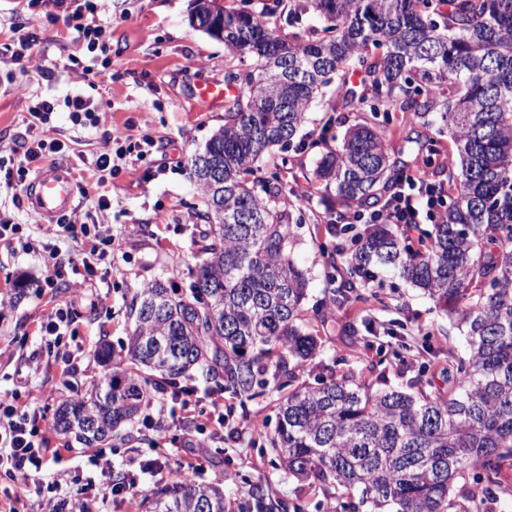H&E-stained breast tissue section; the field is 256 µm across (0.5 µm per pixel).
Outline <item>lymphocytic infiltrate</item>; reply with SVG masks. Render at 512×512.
<instances>
[{
    "label": "lymphocytic infiltrate",
    "mask_w": 512,
    "mask_h": 512,
    "mask_svg": "<svg viewBox=\"0 0 512 512\" xmlns=\"http://www.w3.org/2000/svg\"><path fill=\"white\" fill-rule=\"evenodd\" d=\"M100 0H81L73 11L72 29L77 41L86 49V59L80 62L76 76L86 80L111 79L112 71L99 64L97 51L102 46L107 29L101 25L84 23L83 17L95 14ZM65 105L70 120L76 125H92L97 121L91 102L82 94L66 96L64 102L40 99L32 102L24 118L25 132L9 157L0 156V183L9 188L24 186L29 172L41 165L53 162L68 149L67 143L54 138L42 137L40 129L47 124L58 105ZM445 206L444 192L418 176H408L397 194L390 196L379 208L367 213H356L351 217L357 224H394L405 233L414 232L417 225L435 223ZM58 236L72 240L76 248L68 258L72 270H83L82 287L97 285L100 265L112 262V237L105 234L100 225L80 220L77 213L60 216L56 221ZM195 413L196 404L190 398L174 394L170 400L159 401L153 413L143 419L149 432L151 456H144L139 448H131L128 471L123 481L113 482L112 460L106 449L99 448L89 455L86 464L91 474L88 486H101L106 496H118L128 503H135L140 493L142 473L174 471L175 474L194 473L201 469L200 460H184L171 464L168 448L161 445L160 435L174 422L177 412ZM51 423L44 405L34 396L19 397L13 393L0 395V470L11 478H21L33 485L38 498L39 512H60L66 498L61 493L63 485L78 483V476L63 473L58 482L43 485L40 474L47 456H60V449L48 446L47 435Z\"/></svg>",
    "instance_id": "1"
}]
</instances>
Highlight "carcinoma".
Returning a JSON list of instances; mask_svg holds the SVG:
<instances>
[{"label": "carcinoma", "instance_id": "1", "mask_svg": "<svg viewBox=\"0 0 512 512\" xmlns=\"http://www.w3.org/2000/svg\"><path fill=\"white\" fill-rule=\"evenodd\" d=\"M193 2L190 25L241 62L227 75L237 94L224 126L188 161L206 206L198 262L184 288L137 289L128 343L97 350L112 374L61 403L54 429L101 448L128 433L152 388L193 371L248 396L272 363L289 391L269 443L289 475L336 490L327 512H493L512 460V0H274L248 13ZM278 14L295 28L288 37ZM333 83L336 111L371 115L335 147L315 141L309 184L335 190L337 219L409 173L383 131L392 112L448 129L455 161L448 206L417 237L343 228L350 248L325 273L319 318L367 300L360 288L377 268L412 284L467 340L465 354L448 355L446 390L429 380L374 390L350 370L298 382L321 346L305 307L309 272L291 253L306 216L258 162L294 142ZM149 512H225L224 491L183 478L153 493Z\"/></svg>", "mask_w": 512, "mask_h": 512}]
</instances>
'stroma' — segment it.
Instances as JSON below:
<instances>
[{"instance_id":"1","label":"stroma","mask_w":512,"mask_h":512,"mask_svg":"<svg viewBox=\"0 0 512 512\" xmlns=\"http://www.w3.org/2000/svg\"><path fill=\"white\" fill-rule=\"evenodd\" d=\"M192 0H103L94 24L108 27L105 58L112 68L111 80H73L70 66L82 58L81 44L70 34L66 12L57 9V20L48 23L45 10H29L27 0H0V35L11 36L14 20L26 23L36 45L35 59L14 79H6V64L0 63V153L9 154L25 131L22 122L30 102L36 97L64 100L81 92L99 106L93 126L72 124L66 111L52 114L44 134L67 142L69 151L60 156L85 197L106 192L109 209L96 212V221L115 235V259L109 274L97 288L77 291L76 274L66 273L52 286H45V247L56 244L59 261H66L74 244L55 238L53 225L38 218L27 205L16 204L13 190L0 189V212L20 224L21 234L30 243L27 252L0 251V297L8 296L0 307V393L34 389L63 394L85 391L88 382L105 377L106 367L95 360L100 342L113 348L126 344L133 329L130 303L142 283L158 278L181 288L189 281L198 250L197 224L205 205L187 171V161L202 148L213 131L224 123V109H198L195 91L207 81H225L235 60L223 42L211 38L188 22ZM125 132L132 140L146 137L158 143L157 150L140 157L129 155L122 171L105 190L84 179L82 161L92 160L113 134ZM435 128L408 124L389 128L390 145L400 150L414 168L424 169L427 153L418 142L435 135ZM319 151L310 145H293L284 153L263 158V172L291 167L302 197L299 204L309 216L295 230L293 256L311 271L309 307H318L324 297L323 248L346 244L345 236L334 232L327 222L335 196L309 191L307 179L316 166ZM34 282L33 290L19 301L11 295L18 279ZM375 299L335 310L317 334L324 345L309 361L304 380L340 374L350 368L366 382L380 377L403 382L414 379L421 365L435 386L445 387L442 367L449 351L465 349L463 334L438 310L435 302L406 281L379 274ZM68 306L77 334L75 351L79 366L68 381H61L49 366L50 343L37 332L43 315L56 305ZM371 320L373 331L363 330V320ZM357 325L356 334L344 332L345 324ZM277 378L256 389L252 396L224 397V436L207 447L206 464L198 480L220 485L227 512H294L302 504L306 512H317L322 491L302 488L279 467L267 443L276 423L280 396ZM261 486V498L252 489Z\"/></svg>"}]
</instances>
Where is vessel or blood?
Returning <instances> with one entry per match:
<instances>
[{
	"label": "vessel or blood",
	"mask_w": 512,
	"mask_h": 512,
	"mask_svg": "<svg viewBox=\"0 0 512 512\" xmlns=\"http://www.w3.org/2000/svg\"><path fill=\"white\" fill-rule=\"evenodd\" d=\"M232 92L231 86L209 82L200 87L197 100L203 107H215ZM76 199L77 185L67 168L59 165L38 171L26 196L31 211L48 220L56 219L69 211Z\"/></svg>",
	"instance_id": "vessel-or-blood-1"
}]
</instances>
